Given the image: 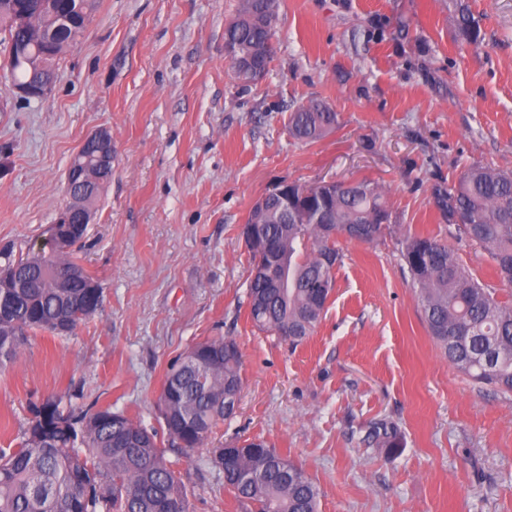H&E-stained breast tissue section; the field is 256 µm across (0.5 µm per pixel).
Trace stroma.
<instances>
[{"instance_id": "obj_1", "label": "stroma", "mask_w": 512, "mask_h": 512, "mask_svg": "<svg viewBox=\"0 0 512 512\" xmlns=\"http://www.w3.org/2000/svg\"><path fill=\"white\" fill-rule=\"evenodd\" d=\"M468 3L476 48L460 44L448 0H279L274 58L246 88L224 55L239 0H95L41 99L14 95L0 53V250L17 258L47 237L87 136L108 129L114 150L77 251L102 305L0 369V448H20L32 405L79 392L167 444L166 372L224 336L242 354L238 408L205 447L168 452L194 512H244L204 460L245 439L301 465L319 512H512V396L448 362L401 256L405 236L442 239L512 304V285L431 200L463 166L512 172V0ZM311 99L338 125L304 144L285 118ZM352 178L386 187L389 231L337 240L335 287L303 343L258 331L240 235L250 209L281 181ZM380 419L396 424V448L366 441Z\"/></svg>"}]
</instances>
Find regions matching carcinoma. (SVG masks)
Masks as SVG:
<instances>
[{
    "instance_id": "carcinoma-1",
    "label": "carcinoma",
    "mask_w": 512,
    "mask_h": 512,
    "mask_svg": "<svg viewBox=\"0 0 512 512\" xmlns=\"http://www.w3.org/2000/svg\"><path fill=\"white\" fill-rule=\"evenodd\" d=\"M41 0H0L3 51L13 60L6 75L15 81L39 74L40 53L47 47L51 15ZM459 37L477 45L481 29L466 0H451ZM274 38L267 14L256 0H240L237 18L224 31L234 57L245 59ZM337 125V114L324 102L310 100L288 114L290 134L315 142ZM291 187L288 218L275 211L265 219L266 237L276 262L251 255V268H267L265 277L249 278V317L254 326L291 346L304 342L320 322L334 287L333 267L342 256L325 224L346 229L372 224L377 237L390 225L388 198L378 182L353 179L347 188L314 186L304 196ZM84 205L95 204L92 181L73 188ZM431 198L457 238L477 244L492 260L499 277L512 284V174L471 166L456 183L432 187ZM322 213L324 223H313ZM461 212L467 223L455 224ZM74 241H60L57 251L32 252L14 260L3 253L0 267V368L14 362L28 338L38 332L60 334L77 326L101 306L102 290L85 274L66 291L47 277L48 266L80 267ZM402 257L411 287L418 294L428 332L448 361L475 382L512 393V304L497 299L454 257L448 244L431 236L409 235ZM230 339L222 336L197 342L201 353L220 354L222 361L205 367L173 364L164 381L159 410L162 420L180 423L168 430L180 447L205 444L226 419L227 386L243 384L241 354L224 355ZM366 438L388 448L398 446L397 427L386 419L373 422ZM207 464L224 473V489L248 512H319L320 489L305 470L263 442L224 461V449L209 451ZM0 512H193L188 491L167 458V449L149 430L126 414L48 399L32 407L22 447L0 450Z\"/></svg>"
}]
</instances>
